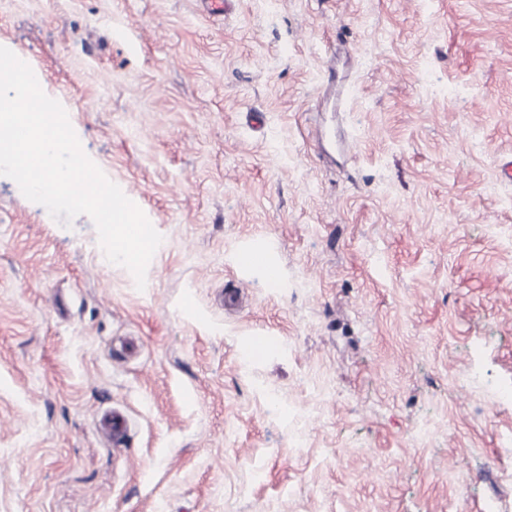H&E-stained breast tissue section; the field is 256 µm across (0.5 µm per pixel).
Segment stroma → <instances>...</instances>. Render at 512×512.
<instances>
[{
    "instance_id": "1",
    "label": "stroma",
    "mask_w": 512,
    "mask_h": 512,
    "mask_svg": "<svg viewBox=\"0 0 512 512\" xmlns=\"http://www.w3.org/2000/svg\"><path fill=\"white\" fill-rule=\"evenodd\" d=\"M0 46L163 237L137 290L0 176V512H512V0H0ZM237 262L244 269L258 271L267 286L280 287L282 281L277 272V264L266 250L260 248L241 250L237 255Z\"/></svg>"
}]
</instances>
